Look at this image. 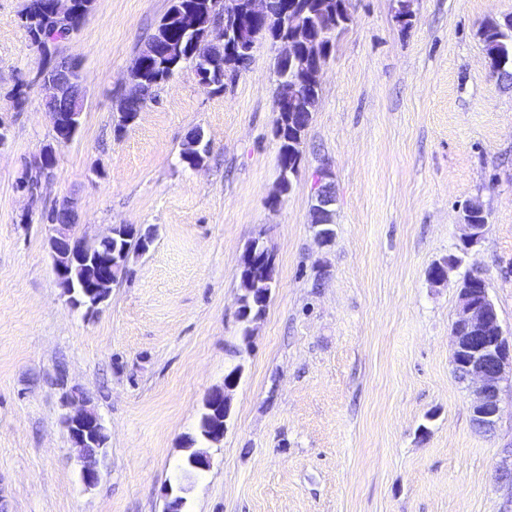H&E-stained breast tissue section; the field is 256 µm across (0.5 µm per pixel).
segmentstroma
<instances>
[{
    "label": "stroma",
    "mask_w": 512,
    "mask_h": 512,
    "mask_svg": "<svg viewBox=\"0 0 512 512\" xmlns=\"http://www.w3.org/2000/svg\"><path fill=\"white\" fill-rule=\"evenodd\" d=\"M24 4L0 0V512H164L183 440L234 361L238 259L259 235L278 284L189 512H512V482L495 479L512 468V384L496 431L478 430L451 363L457 291L427 277L479 200L488 226L460 270L482 272L512 333V82L491 74L478 35L512 0H412L408 27L397 0H348L300 174L276 209L271 40L222 88L182 64L122 127L116 104L169 0H94L47 52L22 26ZM55 57L79 65L84 118L29 198L16 183L51 136L39 85ZM195 128L210 145L196 170L180 160ZM326 165L335 239L323 248L311 207ZM65 198L75 235L155 230L91 313L60 288L41 222ZM74 390L109 434L91 489L61 424Z\"/></svg>",
    "instance_id": "35a3bbf8"
}]
</instances>
